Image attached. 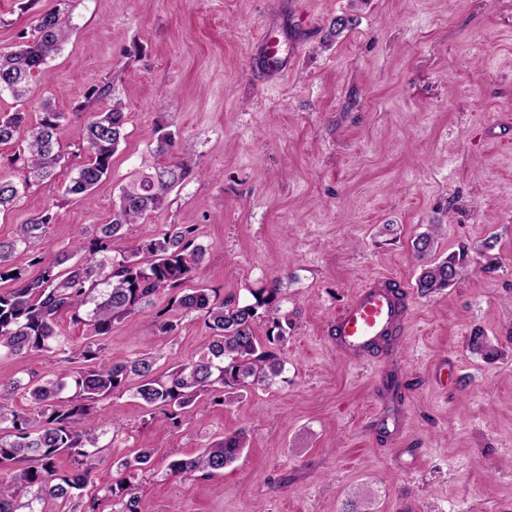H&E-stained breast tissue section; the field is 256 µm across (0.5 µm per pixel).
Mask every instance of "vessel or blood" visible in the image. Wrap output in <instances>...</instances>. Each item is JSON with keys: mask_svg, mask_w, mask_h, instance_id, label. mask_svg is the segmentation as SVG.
I'll return each mask as SVG.
<instances>
[{"mask_svg": "<svg viewBox=\"0 0 512 512\" xmlns=\"http://www.w3.org/2000/svg\"><path fill=\"white\" fill-rule=\"evenodd\" d=\"M298 54V43L287 42L279 28L271 25L254 42L251 62L274 80L287 73ZM407 309L405 298L394 291L389 278L372 279L333 318V346L337 356L355 363L384 346L389 337L404 329Z\"/></svg>", "mask_w": 512, "mask_h": 512, "instance_id": "b4317fda", "label": "vessel or blood"}]
</instances>
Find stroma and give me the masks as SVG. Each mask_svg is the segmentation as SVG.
<instances>
[{"label":"stroma","mask_w":512,"mask_h":512,"mask_svg":"<svg viewBox=\"0 0 512 512\" xmlns=\"http://www.w3.org/2000/svg\"><path fill=\"white\" fill-rule=\"evenodd\" d=\"M53 5L0 0V52ZM65 15L70 38L34 79L28 112L47 101L65 113L60 142L85 162L80 106L108 81L128 136L90 199L45 183L0 215L3 240L32 215L53 217L14 265L36 274L34 256L108 223L167 125L193 164L136 238L195 225L207 254L193 286L249 303L279 281L275 304L292 324L272 387L207 395L200 414L174 421L127 393L100 402L114 439L103 471L153 449L132 481L140 512H512V0H68ZM275 18L301 49L272 83L250 56ZM431 224L436 258L467 259L423 296L411 242ZM379 275L405 291V329L391 349L345 364L330 322ZM170 298L114 324L97 364L198 359L210 336L201 315H180L172 336L156 327ZM477 332L499 358L470 351ZM73 368L60 354L2 356L0 381ZM390 375L412 389L395 398ZM237 432L247 446L223 476L167 475L170 461Z\"/></svg>","instance_id":"obj_1"}]
</instances>
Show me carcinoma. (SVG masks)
<instances>
[{"instance_id":"1","label":"carcinoma","mask_w":512,"mask_h":512,"mask_svg":"<svg viewBox=\"0 0 512 512\" xmlns=\"http://www.w3.org/2000/svg\"><path fill=\"white\" fill-rule=\"evenodd\" d=\"M43 12L29 33L18 35L16 50L0 53V93L21 100L43 67L61 50L69 37L61 5ZM112 97V83L90 86L87 105L91 119L78 130V139L89 159L71 169L60 146L59 133L65 114L43 105L37 121L28 112L0 113V145L21 137L28 143L23 163L24 177L15 181L0 175V212L12 208L20 194L32 185L64 179V194L90 198L98 183L112 169V157L125 142L126 113L119 102L100 109L97 104ZM177 134L163 126L153 131L151 170L139 172L119 189L112 220L98 225L89 243L76 241L68 250L50 259L36 258L41 270L34 276L13 266L15 253L28 252L46 231L52 216H32L16 226L15 236L0 240V282L11 286L0 292V354L22 355L32 351L70 352L87 366L65 376L14 379L0 383V512H43L47 498L60 504V512H95L101 498L112 499V512H139L138 500L126 496L125 480H112L100 472L105 446H99L103 431L93 419L96 405L114 395L132 393L148 410L165 418L194 412L198 400L215 391L227 395L254 384L272 386L285 370L278 347L288 337V315L271 314L273 331L256 335L258 308L276 299L279 285L272 284L255 296V303L242 304L234 296L218 297L204 286L183 288L202 267L206 246L195 228L168 224L160 237L132 239L134 226L152 214L161 213L168 195L185 179L192 158L177 152ZM439 225L431 224L413 241L418 259L433 252ZM119 239L131 240L124 250L112 246ZM462 259L454 256L424 264L416 281L418 293L428 295L452 284ZM162 290L175 293L176 309L199 313L212 336L199 359L161 371L159 357L145 353L103 365L91 361L101 352V341L112 324L138 313ZM70 314L83 326L86 343L70 347L58 318ZM473 352L495 357L501 350L485 336L470 337ZM23 396L32 412H18L16 395ZM246 447L240 433L228 435L190 459L169 464V475L215 477L223 474ZM73 461L66 474L58 473L61 453ZM153 450L138 448L121 461L133 477L150 463Z\"/></svg>"}]
</instances>
